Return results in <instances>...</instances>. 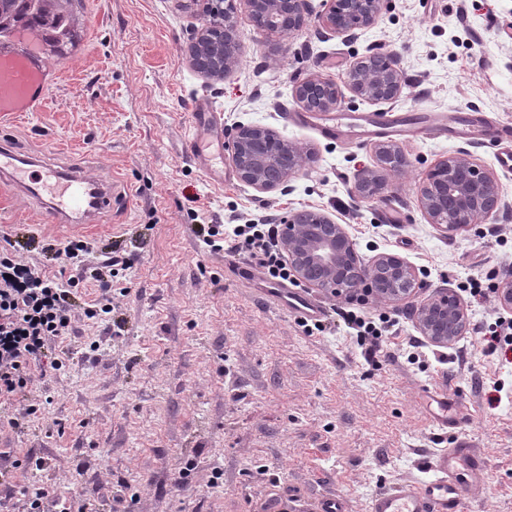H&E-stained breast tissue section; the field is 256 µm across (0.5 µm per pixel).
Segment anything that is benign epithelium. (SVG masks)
Instances as JSON below:
<instances>
[{
  "label": "benign epithelium",
  "mask_w": 512,
  "mask_h": 512,
  "mask_svg": "<svg viewBox=\"0 0 512 512\" xmlns=\"http://www.w3.org/2000/svg\"><path fill=\"white\" fill-rule=\"evenodd\" d=\"M214 22L209 30L196 29L190 37L191 52H199L217 33L224 40V54L215 73L224 76L236 69L242 52L237 38V0H211ZM253 25L260 31L286 36L307 25L312 16L310 0H243ZM318 15V34L351 40L372 27L386 0H328ZM376 104L397 100L403 91L402 74L391 55L372 54L353 64L344 85L313 74L292 88V97L307 112L329 114L344 101L342 88ZM230 159L243 184L260 192L287 190L292 177L307 171L313 162L309 149L285 139L261 125H238L229 136ZM376 166L362 170L352 188L355 199L372 203L392 182L405 174L409 161L393 143L375 147ZM420 206L428 221L448 238L459 231L512 208L504 199L495 175L466 150H457L439 161L420 186ZM279 245L288 257L294 277L307 286L336 297L361 291L375 303L395 304L421 290L415 268L390 253L363 261L344 225L321 209H290L278 218ZM421 335L437 346L461 336L467 324V308L454 292L440 288L415 308Z\"/></svg>",
  "instance_id": "1"
}]
</instances>
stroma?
Instances as JSON below:
<instances>
[{"mask_svg": "<svg viewBox=\"0 0 512 512\" xmlns=\"http://www.w3.org/2000/svg\"><path fill=\"white\" fill-rule=\"evenodd\" d=\"M80 38L59 66L45 111L0 116V131L34 157L109 177L117 197L95 237L129 255L112 280L111 318L71 314L56 346L61 370L36 378L16 402L22 428L0 426V512H27L23 491L43 486L80 512L97 491L102 512H314L336 497L346 512L397 483L424 478L439 450L469 439L485 462L466 495L471 512H512V349L490 352L480 333L504 310L495 293L512 276V214L444 238L418 204L419 180L465 149L499 179L512 203L507 143L483 127L512 124V0H389L357 39L320 37L314 24L280 38L237 5L240 65L211 79L188 62L198 0H73ZM398 53L405 86L395 102L347 98L327 115L294 102L296 81H343L369 51ZM461 121L450 138L395 137L409 170L383 196L358 204L350 189L375 166L374 123ZM239 124H261L311 149V168L288 192L241 183L232 162L202 164L185 142L224 143ZM321 208L344 224L359 255L395 253L425 292L467 298L468 324L452 345L412 348L413 302L363 303L396 331L387 356L364 358L330 309L320 332L224 275V255L198 224H248L290 208ZM71 240L19 198L0 205V248L25 232ZM458 396L467 412L441 429L425 389ZM9 458H2V451Z\"/></svg>", "mask_w": 512, "mask_h": 512, "instance_id": "1", "label": "stroma"}]
</instances>
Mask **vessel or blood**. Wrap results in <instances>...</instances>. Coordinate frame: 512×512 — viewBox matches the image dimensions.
Instances as JSON below:
<instances>
[{
	"mask_svg": "<svg viewBox=\"0 0 512 512\" xmlns=\"http://www.w3.org/2000/svg\"><path fill=\"white\" fill-rule=\"evenodd\" d=\"M57 76L36 47L17 43L0 44V114L39 112ZM32 155L11 139H0V196L14 201L26 196L36 203L51 223L66 227H91L112 214L111 182L90 175L80 166H47L44 177L35 179ZM225 275L244 282L265 301L295 321L316 322L326 314L324 303L307 289L291 282H272L261 268L228 255ZM425 401L436 402L439 412L433 421L447 427L461 414L463 405L444 391H425ZM428 478L403 482L376 494L369 512H466L465 491L482 475L484 462L475 448L463 443L445 448L428 464Z\"/></svg>",
	"mask_w": 512,
	"mask_h": 512,
	"instance_id": "obj_1",
	"label": "vessel or blood"
}]
</instances>
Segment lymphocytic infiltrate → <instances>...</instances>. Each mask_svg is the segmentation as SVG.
I'll list each match as a JSON object with an SVG mask.
<instances>
[{
  "instance_id": "f902f5d3",
  "label": "lymphocytic infiltrate",
  "mask_w": 512,
  "mask_h": 512,
  "mask_svg": "<svg viewBox=\"0 0 512 512\" xmlns=\"http://www.w3.org/2000/svg\"><path fill=\"white\" fill-rule=\"evenodd\" d=\"M196 233L211 249L245 252L259 259L274 280L291 279L287 260L278 251V228L273 221L255 224H200ZM37 247L45 260L81 265L85 256L94 258V279L99 298L85 314L112 311V274L115 266L128 261L117 250H106L84 240L40 241ZM79 277L60 281L42 275L36 267L12 252L0 253V404L25 396L34 375H47L61 366L55 343L69 328Z\"/></svg>"
}]
</instances>
